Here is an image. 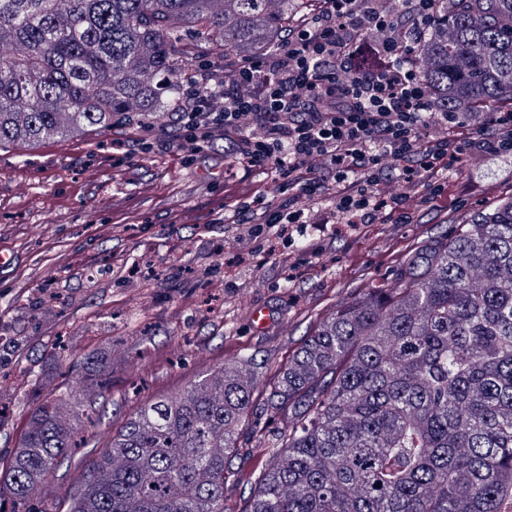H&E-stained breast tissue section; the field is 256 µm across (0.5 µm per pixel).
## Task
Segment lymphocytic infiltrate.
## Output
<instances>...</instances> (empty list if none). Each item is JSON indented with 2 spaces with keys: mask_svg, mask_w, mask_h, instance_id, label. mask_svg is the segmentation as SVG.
I'll return each instance as SVG.
<instances>
[{
  "mask_svg": "<svg viewBox=\"0 0 512 512\" xmlns=\"http://www.w3.org/2000/svg\"><path fill=\"white\" fill-rule=\"evenodd\" d=\"M319 3L267 56L200 65L163 129L180 163L220 142L231 164L276 183L278 201L256 185L226 194L217 217L271 244L307 223L308 204L325 200L334 207L321 214L324 224L407 223L411 196L447 208L448 171L465 150L512 154V108H484L476 124L435 111L415 61L433 0H405L396 12L384 0ZM368 37L378 60L360 68L355 48ZM389 180L398 189L388 195L380 186Z\"/></svg>",
  "mask_w": 512,
  "mask_h": 512,
  "instance_id": "1",
  "label": "lymphocytic infiltrate"
}]
</instances>
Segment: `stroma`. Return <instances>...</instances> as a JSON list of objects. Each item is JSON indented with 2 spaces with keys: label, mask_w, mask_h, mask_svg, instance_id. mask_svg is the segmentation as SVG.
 <instances>
[{
  "label": "stroma",
  "mask_w": 512,
  "mask_h": 512,
  "mask_svg": "<svg viewBox=\"0 0 512 512\" xmlns=\"http://www.w3.org/2000/svg\"><path fill=\"white\" fill-rule=\"evenodd\" d=\"M112 141L89 132L0 151L1 477L42 398L80 389L70 365L100 344L112 363L105 410L83 422L44 498L85 479L91 441L238 354H256L261 382L270 381L346 287L392 282V249L447 229L414 199L409 223L376 224L366 236L310 224L289 248L314 265L290 269L232 225L172 223L177 210L205 211L223 198V145L187 165L168 150L140 153L117 172ZM452 179L457 213L475 212L488 186H512V158L470 153ZM256 305L270 313L260 332L248 319Z\"/></svg>",
  "instance_id": "obj_1"
}]
</instances>
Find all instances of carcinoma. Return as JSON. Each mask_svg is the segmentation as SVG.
Listing matches in <instances>:
<instances>
[{
  "mask_svg": "<svg viewBox=\"0 0 512 512\" xmlns=\"http://www.w3.org/2000/svg\"><path fill=\"white\" fill-rule=\"evenodd\" d=\"M318 0H0V149L178 109L186 75L259 58ZM415 45L435 111L512 102V0H435ZM48 394L10 463L12 512H225L243 445L269 462L241 512H512V193L321 316L259 385L241 354L92 445L66 504L34 502L108 390Z\"/></svg>",
  "mask_w": 512,
  "mask_h": 512,
  "instance_id": "1",
  "label": "carcinoma"
}]
</instances>
